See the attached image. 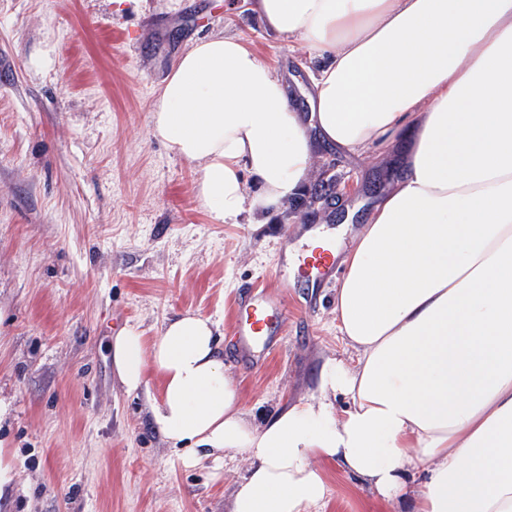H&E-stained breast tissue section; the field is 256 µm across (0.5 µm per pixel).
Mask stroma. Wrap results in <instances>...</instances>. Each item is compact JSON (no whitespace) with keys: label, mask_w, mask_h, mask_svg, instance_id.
Here are the masks:
<instances>
[{"label":"stroma","mask_w":512,"mask_h":512,"mask_svg":"<svg viewBox=\"0 0 512 512\" xmlns=\"http://www.w3.org/2000/svg\"><path fill=\"white\" fill-rule=\"evenodd\" d=\"M250 0H0V445L17 477L0 512H228L249 463L184 466L155 431L160 381L130 393L111 336L147 338L183 313L218 341L238 285L273 275L310 225L339 227L349 252L373 206L404 176L397 155L320 142L312 176L279 210L218 222L200 209L193 163L152 134L150 104L176 58L208 35L239 37L309 114L314 65L302 41L274 37ZM279 351L262 368L225 361L257 425L311 394L324 357L352 361L335 288L288 273ZM317 512H401L336 463Z\"/></svg>","instance_id":"obj_1"}]
</instances>
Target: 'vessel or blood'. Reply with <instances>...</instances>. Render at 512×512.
I'll return each mask as SVG.
<instances>
[{"label": "vessel or blood", "mask_w": 512, "mask_h": 512, "mask_svg": "<svg viewBox=\"0 0 512 512\" xmlns=\"http://www.w3.org/2000/svg\"><path fill=\"white\" fill-rule=\"evenodd\" d=\"M295 264L313 287H325L338 270L336 249L326 241L301 248ZM234 311L238 359L253 367L262 364L282 345L287 317L280 294L272 287L246 284L235 298Z\"/></svg>", "instance_id": "b4317fda"}]
</instances>
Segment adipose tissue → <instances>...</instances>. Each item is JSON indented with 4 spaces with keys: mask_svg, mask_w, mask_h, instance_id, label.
Masks as SVG:
<instances>
[{
    "mask_svg": "<svg viewBox=\"0 0 512 512\" xmlns=\"http://www.w3.org/2000/svg\"><path fill=\"white\" fill-rule=\"evenodd\" d=\"M268 32L319 66L311 118L353 152L406 131L405 179L345 256L329 357L313 395L262 425L241 406L210 318L111 339L126 391L155 372L157 430L183 461L250 468L229 512H315L318 460L411 512H512V0H254ZM152 132L196 164L217 221L273 211L307 183L314 145L284 83L234 36L198 40L150 108ZM345 397L346 409L336 407Z\"/></svg>",
    "mask_w": 512,
    "mask_h": 512,
    "instance_id": "ef3b65f1",
    "label": "adipose tissue"
}]
</instances>
